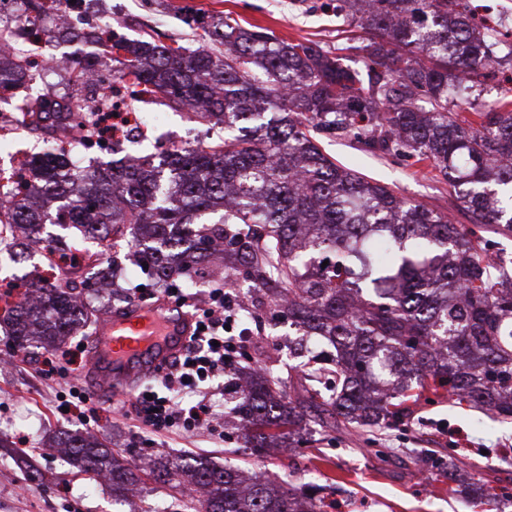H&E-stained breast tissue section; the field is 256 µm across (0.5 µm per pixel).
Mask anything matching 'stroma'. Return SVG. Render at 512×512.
Here are the masks:
<instances>
[{
    "label": "stroma",
    "instance_id": "35a3bbf8",
    "mask_svg": "<svg viewBox=\"0 0 512 512\" xmlns=\"http://www.w3.org/2000/svg\"><path fill=\"white\" fill-rule=\"evenodd\" d=\"M335 6L336 0H99L97 4L100 13L110 18L112 30L130 39L152 37L194 49L201 44L200 31L187 25V17L205 21L223 13L244 27L267 29L287 42L312 41L343 56L345 65L362 68L360 55L351 49L362 32L337 21ZM65 54L79 60L98 55L102 72L112 84H119L120 65L108 48L51 38L36 49L40 62ZM165 115V124L151 127L142 143L84 151L82 165L122 160L129 154L158 157L173 142L190 144L202 136L224 135L223 127L200 125L186 112L169 109ZM319 143L338 162L388 185L400 197L448 212L454 223H468V214L448 185L415 159L374 152L326 135ZM109 258L115 268L123 269L125 280L117 294L92 296L93 305L105 316L141 301L143 292L152 289L150 279L136 265L133 248H115ZM43 270L41 257L24 252L21 244L0 245V297L24 291ZM273 337L284 342L288 327L262 311L248 350L251 365L300 384L301 358L284 345L271 347ZM91 346L90 339L72 336L55 349L17 353L0 331V512H188L174 508L162 485L149 482L138 486L136 496L118 497L107 481L75 474L65 450L56 445L63 433L91 437L138 463L159 457H205L280 483L314 485L331 502L330 512H512V422L491 421L449 397L420 401L405 427L377 430L363 438L351 430H337L326 417L311 425L300 447L284 454L271 450L255 455L244 448L232 422L193 436L155 434L141 427L130 397L95 394L96 383L87 367ZM70 354L77 363L68 375L49 383L41 378L45 360ZM73 385L91 393L88 417L65 416L57 408L58 394ZM451 455L467 470L471 482L486 490L488 503H477L451 488L439 467Z\"/></svg>",
    "mask_w": 512,
    "mask_h": 512
}]
</instances>
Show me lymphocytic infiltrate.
<instances>
[{
  "label": "lymphocytic infiltrate",
  "mask_w": 512,
  "mask_h": 512,
  "mask_svg": "<svg viewBox=\"0 0 512 512\" xmlns=\"http://www.w3.org/2000/svg\"><path fill=\"white\" fill-rule=\"evenodd\" d=\"M206 302L181 353L157 368L158 389L142 391L135 399L136 420L153 432L176 429L191 434L209 429L215 410L207 383L218 374L235 371L242 352L236 332L237 304L232 293L221 287L210 289ZM186 390L195 395L187 404L177 399Z\"/></svg>",
  "instance_id": "obj_1"
}]
</instances>
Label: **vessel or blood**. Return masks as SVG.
<instances>
[{"mask_svg": "<svg viewBox=\"0 0 512 512\" xmlns=\"http://www.w3.org/2000/svg\"><path fill=\"white\" fill-rule=\"evenodd\" d=\"M190 315L174 312L164 301L133 306L113 314L97 330L89 366L103 393L116 397L178 353L192 331Z\"/></svg>", "mask_w": 512, "mask_h": 512, "instance_id": "vessel-or-blood-1", "label": "vessel or blood"}]
</instances>
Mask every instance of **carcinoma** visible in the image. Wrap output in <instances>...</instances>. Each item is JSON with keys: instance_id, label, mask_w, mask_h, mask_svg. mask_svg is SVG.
<instances>
[{"instance_id": "carcinoma-1", "label": "carcinoma", "mask_w": 512, "mask_h": 512, "mask_svg": "<svg viewBox=\"0 0 512 512\" xmlns=\"http://www.w3.org/2000/svg\"><path fill=\"white\" fill-rule=\"evenodd\" d=\"M336 16L365 31L353 50L364 69L313 42H285L228 16L203 27L188 53L117 38L120 78L160 106L237 134L174 146L158 166L147 156L121 166L74 171L42 152L32 165L41 194L60 199L55 220L81 239L117 240L140 224L135 242L145 273L188 280L224 244V287L245 288L257 306L288 295V328L304 343H328L324 380L292 398L282 380L257 371L232 409L254 453L293 441L300 400L349 429L396 427L409 403L446 391L455 403L512 420V257L491 251L476 229L512 233V101L462 117L461 92L499 63L512 43L473 15L471 0H336ZM0 91L30 88L37 40L0 18ZM223 49H218V46ZM88 87L58 100L24 96L19 111L88 114L108 108ZM326 132L428 163L469 213L472 226L399 197L339 165L318 145ZM45 214L19 190L0 198V223L32 229ZM328 265H323V262ZM99 283L39 284L5 308L9 340L28 351L93 323L78 304ZM78 472L125 493L141 482L123 455L87 438L65 440ZM200 503L196 512H324L292 485L247 479L204 460L159 463L148 473Z\"/></svg>"}]
</instances>
